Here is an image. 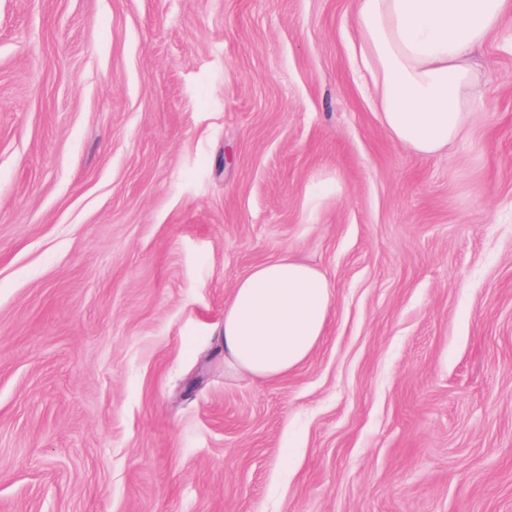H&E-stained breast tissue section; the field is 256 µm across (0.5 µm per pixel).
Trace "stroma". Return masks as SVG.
<instances>
[{
  "instance_id": "obj_1",
  "label": "stroma",
  "mask_w": 512,
  "mask_h": 512,
  "mask_svg": "<svg viewBox=\"0 0 512 512\" xmlns=\"http://www.w3.org/2000/svg\"><path fill=\"white\" fill-rule=\"evenodd\" d=\"M353 16L0 0V512H512V16L434 156L388 135ZM285 250L326 335L233 373L224 302Z\"/></svg>"
}]
</instances>
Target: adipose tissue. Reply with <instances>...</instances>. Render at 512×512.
I'll return each mask as SVG.
<instances>
[{
	"instance_id": "ef3b65f1",
	"label": "adipose tissue",
	"mask_w": 512,
	"mask_h": 512,
	"mask_svg": "<svg viewBox=\"0 0 512 512\" xmlns=\"http://www.w3.org/2000/svg\"><path fill=\"white\" fill-rule=\"evenodd\" d=\"M511 13L512 0H356L355 56L396 144L432 155L468 133L481 93L473 54ZM333 302L326 277L290 254L258 264L224 304L225 364L287 377L313 355Z\"/></svg>"
}]
</instances>
